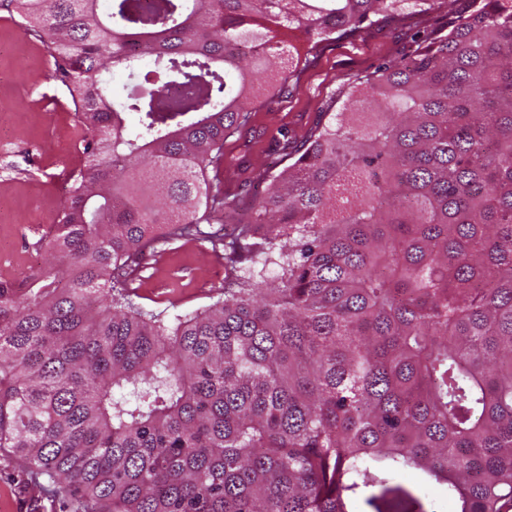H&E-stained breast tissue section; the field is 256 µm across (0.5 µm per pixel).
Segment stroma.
I'll return each instance as SVG.
<instances>
[{
	"mask_svg": "<svg viewBox=\"0 0 512 512\" xmlns=\"http://www.w3.org/2000/svg\"><path fill=\"white\" fill-rule=\"evenodd\" d=\"M470 10V0H435L423 12L382 20L360 35L319 44L285 93L261 96L249 126L224 144L221 178L226 197L248 203L259 173L280 170L311 128L339 111L341 89L380 63L411 53L419 33L447 30ZM68 86L40 33L25 28L13 0H0V239L11 242L17 262L44 265L39 240L57 223L66 190L53 185L47 153L63 149L67 131L88 132L75 116ZM132 286L145 309L167 315L207 306L224 289V258L207 239H160L152 254L135 257ZM60 495L42 486L14 456L0 451V512H59Z\"/></svg>",
	"mask_w": 512,
	"mask_h": 512,
	"instance_id": "1",
	"label": "stroma"
}]
</instances>
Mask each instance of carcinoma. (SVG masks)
<instances>
[{"label":"carcinoma","instance_id":"obj_1","mask_svg":"<svg viewBox=\"0 0 512 512\" xmlns=\"http://www.w3.org/2000/svg\"><path fill=\"white\" fill-rule=\"evenodd\" d=\"M14 2L92 138L46 264L0 278V450L63 512H381L374 488L408 512L405 471L455 512H512V0L349 85L241 210L224 141L300 71L283 33L314 47L435 0ZM159 224L224 246L200 312L133 300Z\"/></svg>","mask_w":512,"mask_h":512}]
</instances>
